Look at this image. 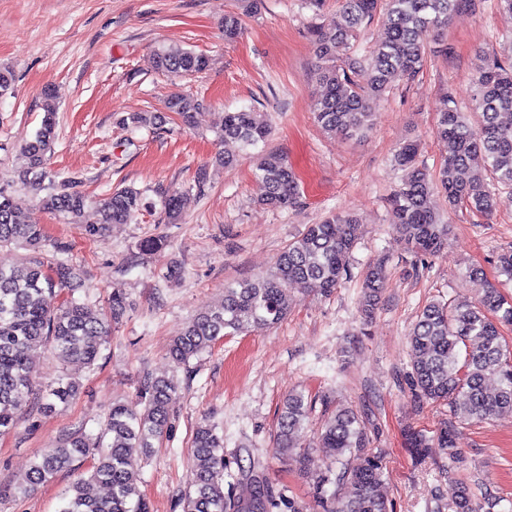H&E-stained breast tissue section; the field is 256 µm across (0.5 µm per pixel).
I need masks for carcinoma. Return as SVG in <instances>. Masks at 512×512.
<instances>
[{
	"label": "carcinoma",
	"mask_w": 512,
	"mask_h": 512,
	"mask_svg": "<svg viewBox=\"0 0 512 512\" xmlns=\"http://www.w3.org/2000/svg\"><path fill=\"white\" fill-rule=\"evenodd\" d=\"M336 13L326 26L314 31V55L321 93L313 108L314 121L325 133L353 137L372 128L375 109L391 85L413 79L423 69L427 37L440 35L455 13L489 8L512 17V0H338ZM386 14L385 27L369 46L368 57L357 53L354 43L377 12ZM241 33L236 14L224 17V39ZM209 59L180 48L156 54L158 70L173 74L200 73ZM366 71L360 84L354 77ZM201 103L177 93L165 104L183 125L196 124ZM471 122L455 99L448 95L437 113L434 137L444 147L440 166L431 169L420 160L421 144L407 140L398 144L393 159L410 170L409 178L393 193L390 204L397 242L417 257L438 255L448 245L450 226L432 205L440 197L448 210H461L473 217L489 216L502 203V193L512 192V123L501 119L512 112V59L492 55L491 62L475 81ZM44 116L33 138L20 153L24 167L18 181L34 190H47L42 208L81 225L89 238L105 234L111 224H126L149 208L145 195L134 188L113 191L95 201L73 189L72 181L57 182L47 167L55 138L57 109L49 91L44 92ZM153 112L121 115L125 127L155 124ZM216 135L234 140L242 149L266 143L271 126L266 114L253 107L225 111ZM480 163L490 173L486 181L473 173ZM254 177L265 187L258 205L264 209H293L300 199L298 176L288 160L268 153L256 167ZM98 212V222L83 224L89 204ZM170 224L182 221L184 202L178 196L161 200ZM354 217L332 213L289 242L270 272L247 280L224 284V297L213 308L195 315L169 347L170 357L186 364L226 335L247 334L283 321L294 305L292 288L306 284L330 296L351 277L350 256L360 237ZM13 245L25 250L20 261L6 269L0 266V434L14 429L23 408L36 405L50 410L55 402L66 403L79 394V385L67 377L46 396L32 397L35 354L52 347L58 362H79L92 367L101 357L110 325L126 308L120 292L109 298V311L94 313L87 304L57 300V286L77 279V268L65 262L48 267L41 255L48 246L42 225L15 194L0 188V247ZM387 278L385 262L367 265L359 300L364 319L375 313ZM469 278L479 285L476 298L432 301L425 304L409 331L411 380L416 395L425 402L448 405L451 415L466 420H486L502 410H512V347L501 327L512 325V301L484 280L477 268ZM497 378L495 390L486 387L488 377ZM175 383L148 378L141 384L142 408L134 410L114 402L100 432L92 437L78 429L55 447L37 456L19 489L31 491L51 482L59 473L72 471L87 458L93 464L75 479L63 496L59 512H149V504L132 482L139 457L168 431L170 402ZM312 401L298 392L285 397L274 441L280 454L303 468L324 469L318 481L324 512H391L383 493V455L368 447L364 424L350 409L339 408L322 425L315 447L316 459L296 450V437L306 428ZM407 445L415 457L429 448H440L448 459L464 465L452 432L444 428L435 437L409 430ZM359 463H352V459ZM224 436L214 425L202 423L194 431L191 445L192 481L181 496L182 512H233L237 505L224 495ZM109 488L99 497L94 485ZM454 512H480L481 502L469 484L459 483Z\"/></svg>",
	"instance_id": "obj_1"
}]
</instances>
